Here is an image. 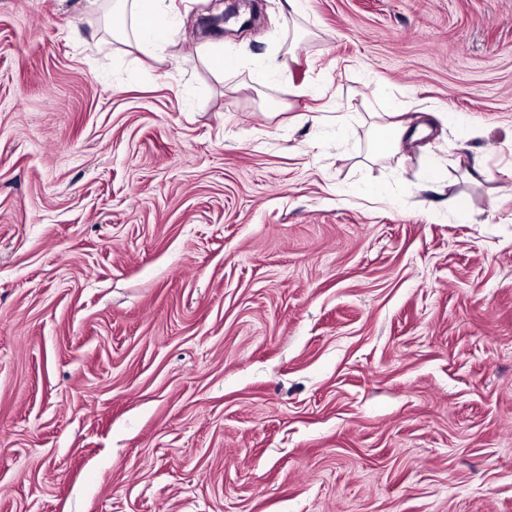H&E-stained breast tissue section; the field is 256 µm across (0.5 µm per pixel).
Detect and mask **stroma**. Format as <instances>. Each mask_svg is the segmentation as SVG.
Wrapping results in <instances>:
<instances>
[{
  "label": "stroma",
  "instance_id": "35a3bbf8",
  "mask_svg": "<svg viewBox=\"0 0 512 512\" xmlns=\"http://www.w3.org/2000/svg\"><path fill=\"white\" fill-rule=\"evenodd\" d=\"M212 2L0 0V512H512V0ZM114 6L122 11L129 9L132 25L126 38L133 39L137 47L148 50L150 47L166 42L172 28L163 24L164 0H114ZM423 112H405L393 109L392 112L371 113L374 152L377 157H390L400 153L408 142L428 135L430 122Z\"/></svg>",
  "mask_w": 512,
  "mask_h": 512
}]
</instances>
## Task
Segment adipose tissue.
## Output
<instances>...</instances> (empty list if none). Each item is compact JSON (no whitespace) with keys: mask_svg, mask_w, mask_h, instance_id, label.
Here are the masks:
<instances>
[{"mask_svg":"<svg viewBox=\"0 0 512 512\" xmlns=\"http://www.w3.org/2000/svg\"><path fill=\"white\" fill-rule=\"evenodd\" d=\"M116 8L129 11L132 19L130 36L136 46L147 50L168 41L171 27L163 24V0H115ZM374 152L379 157L400 153L407 143L429 134L428 120L421 113L400 109L371 113Z\"/></svg>","mask_w":512,"mask_h":512,"instance_id":"adipose-tissue-1","label":"adipose tissue"}]
</instances>
